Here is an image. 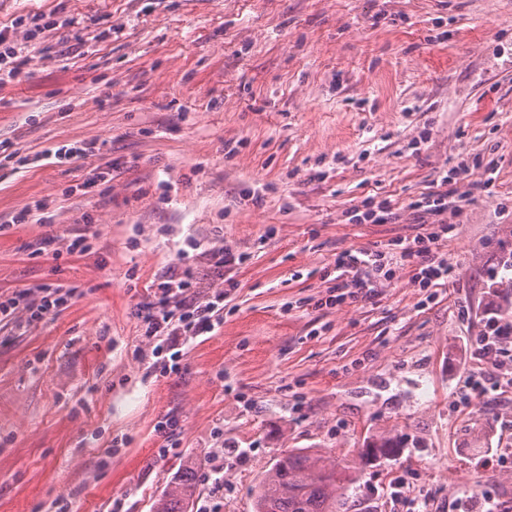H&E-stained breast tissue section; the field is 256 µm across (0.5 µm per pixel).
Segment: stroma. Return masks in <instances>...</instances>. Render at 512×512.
<instances>
[{"mask_svg": "<svg viewBox=\"0 0 512 512\" xmlns=\"http://www.w3.org/2000/svg\"><path fill=\"white\" fill-rule=\"evenodd\" d=\"M28 13L50 28L0 88V218L46 198L52 222L0 229V297L76 294L29 329L0 322V512H152L188 465L193 506L253 512L295 448L349 466L350 512H403L401 474L428 512H512V386L462 359L486 310L512 321V0H0V26ZM487 163L489 191L448 219L433 303L404 266L318 308L337 253L416 234L418 201ZM367 202L392 220L354 223ZM87 216L92 250L67 252ZM49 232L57 253L35 255ZM220 241L246 262L210 267ZM181 258L228 295L168 373L138 309ZM473 374L492 387L470 401ZM381 439L392 456L361 457ZM408 480L404 475H401L395 479L393 483L390 485V498L396 503L407 504V512H427L426 506L428 502L426 499L409 500V495H406L404 489L408 486ZM410 505V506H409Z\"/></svg>", "mask_w": 512, "mask_h": 512, "instance_id": "obj_1", "label": "stroma"}]
</instances>
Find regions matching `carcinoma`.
I'll return each mask as SVG.
<instances>
[{"label":"carcinoma","mask_w":512,"mask_h":512,"mask_svg":"<svg viewBox=\"0 0 512 512\" xmlns=\"http://www.w3.org/2000/svg\"><path fill=\"white\" fill-rule=\"evenodd\" d=\"M348 468L337 469L323 457L290 450L259 482L254 512H348ZM196 492V474L186 468L167 485L154 512H188Z\"/></svg>","instance_id":"obj_1"}]
</instances>
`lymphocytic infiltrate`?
<instances>
[{
	"mask_svg": "<svg viewBox=\"0 0 512 512\" xmlns=\"http://www.w3.org/2000/svg\"><path fill=\"white\" fill-rule=\"evenodd\" d=\"M40 28L39 17L35 14L17 16L11 27L0 28V85L10 83L19 72L22 49L13 38L14 31L24 30L31 38ZM471 196V191L450 188L422 201V208L437 216L438 221L422 225L414 236L398 239V252H390L386 246L379 245L339 253L335 267L342 281L337 284L335 294L325 299V307L335 308L375 297L376 281L394 278L392 262L396 259L412 263L414 285L428 298H435L441 281L451 277L454 271L441 250L448 232L445 216L459 213ZM195 288L191 267H169L157 287L156 302L139 311L143 335L152 356L157 358L169 353L168 369L173 373L180 371L191 342L212 332L223 319L224 291L216 290L201 298ZM70 298V293L58 288L23 289L0 300V316L13 319L21 313L26 324L31 325L66 306ZM468 351L487 359L494 367H501L503 357L512 354V322L497 313H485L478 335L468 344Z\"/></svg>",
	"mask_w": 512,
	"mask_h": 512,
	"instance_id": "lymphocytic-infiltrate-1",
	"label": "lymphocytic infiltrate"
}]
</instances>
